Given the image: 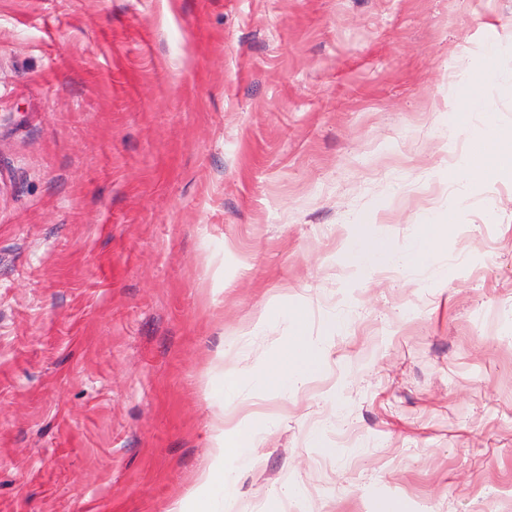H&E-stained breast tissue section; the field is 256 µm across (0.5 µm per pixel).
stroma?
I'll return each instance as SVG.
<instances>
[{"label":"stroma","instance_id":"stroma-1","mask_svg":"<svg viewBox=\"0 0 512 512\" xmlns=\"http://www.w3.org/2000/svg\"><path fill=\"white\" fill-rule=\"evenodd\" d=\"M489 61L512 0H0V512H187L247 432L226 512H512V178L450 179ZM443 238L444 224H422L415 235L411 250L386 253L384 264L403 272L411 271L418 259L430 256L440 249ZM353 238L356 247L350 253L351 263L357 268H375L372 258L380 252L376 244L368 243L359 236ZM281 358L288 368L270 373L265 377L264 382L280 390H288V387L297 384L305 376L313 363L312 348L300 343H292L283 352ZM218 456L224 460L225 465L227 459L231 458L241 467L250 465L253 459L252 448L247 438L241 437L233 443H227L224 441V435L218 444Z\"/></svg>","mask_w":512,"mask_h":512}]
</instances>
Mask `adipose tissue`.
I'll return each mask as SVG.
<instances>
[{
  "label": "adipose tissue",
  "mask_w": 512,
  "mask_h": 512,
  "mask_svg": "<svg viewBox=\"0 0 512 512\" xmlns=\"http://www.w3.org/2000/svg\"><path fill=\"white\" fill-rule=\"evenodd\" d=\"M497 77L496 68L489 67L482 71L477 82L466 85L461 92V100L452 114L455 126L470 130L475 141L491 140L490 149L479 154L473 162L459 168L454 179L462 187L471 189L481 186L484 180L497 175L512 176V131L498 127L493 113H487L482 125L471 123L475 110L483 109L484 100L479 92L480 85L490 83ZM444 238V227L440 224L420 225L414 245L408 251H391L386 253V265L401 271H410L418 259L436 253ZM283 369L270 373L265 382L278 389L285 390L297 384L313 362L311 347L294 343L282 354ZM219 463L207 466L201 477L198 492L192 501L191 512H219L230 490L232 476L224 469L223 460L230 459L245 467L252 461V448L247 438L235 442H219Z\"/></svg>",
  "instance_id": "adipose-tissue-1"
}]
</instances>
